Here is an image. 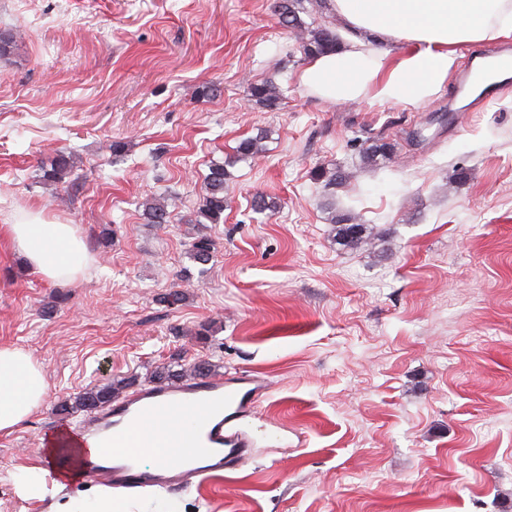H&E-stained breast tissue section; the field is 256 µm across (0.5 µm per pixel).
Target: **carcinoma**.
<instances>
[{
  "instance_id": "carcinoma-1",
  "label": "carcinoma",
  "mask_w": 512,
  "mask_h": 512,
  "mask_svg": "<svg viewBox=\"0 0 512 512\" xmlns=\"http://www.w3.org/2000/svg\"><path fill=\"white\" fill-rule=\"evenodd\" d=\"M323 5V0H275L274 10L279 23L290 29L299 40L300 48L305 57L309 58L336 48V32L325 25L315 26L308 24L302 15L309 13V6ZM250 100L256 105L273 111L279 108L282 100V91L272 79L256 82L249 87ZM265 152L263 133L242 139L234 148V154L227 157L222 165L210 167L204 181L202 203L198 208L195 218L197 224H219L224 221V184L230 178L228 168L237 162L254 159ZM70 159L64 154H58L50 164V168L44 170L47 180L60 182L70 172ZM313 180L324 184L329 188L342 183V176L330 172L323 167L314 169L311 174ZM143 220L147 224H165L168 219L167 206L155 201L143 203ZM330 223L336 225V233L342 244L349 249H357L371 244L375 234L369 225L356 222V216L346 213L331 215ZM215 244L212 239L202 233L197 234L189 244V252L193 260L201 265L207 264L213 252ZM212 372L211 365L203 360L197 361L181 371L175 373L171 370L159 372L156 378L178 379L185 376L203 378ZM136 384L134 378H124L115 383L96 385L81 391L73 398V402L60 406V410L69 414L78 411L88 412L98 408L107 407L117 399L123 390Z\"/></svg>"
}]
</instances>
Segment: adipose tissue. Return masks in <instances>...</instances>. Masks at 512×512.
<instances>
[{"mask_svg": "<svg viewBox=\"0 0 512 512\" xmlns=\"http://www.w3.org/2000/svg\"><path fill=\"white\" fill-rule=\"evenodd\" d=\"M344 25L346 47L316 55L300 80L326 102L340 104L374 92L380 101H428L456 64L463 44L512 35V0H329ZM403 45L397 58L360 48L362 37ZM7 236L28 268L52 281L75 279L89 261L74 225L41 212L8 225ZM43 370L23 350L0 345V432H12L44 400Z\"/></svg>", "mask_w": 512, "mask_h": 512, "instance_id": "1", "label": "adipose tissue"}]
</instances>
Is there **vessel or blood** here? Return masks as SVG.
<instances>
[{"label":"vessel or blood","instance_id":"obj_1","mask_svg":"<svg viewBox=\"0 0 512 512\" xmlns=\"http://www.w3.org/2000/svg\"><path fill=\"white\" fill-rule=\"evenodd\" d=\"M267 390L263 377L239 371L137 391L88 423L87 435L111 441L115 452L84 456L81 465L100 484L131 493L181 487L197 478L237 470L252 445L240 421ZM192 414L197 421L186 426L185 419ZM144 427L153 430L162 447L181 451V458L146 468L135 453L123 451L125 440Z\"/></svg>","mask_w":512,"mask_h":512}]
</instances>
